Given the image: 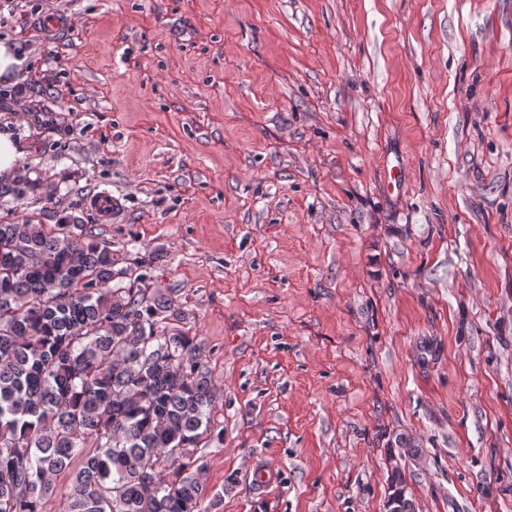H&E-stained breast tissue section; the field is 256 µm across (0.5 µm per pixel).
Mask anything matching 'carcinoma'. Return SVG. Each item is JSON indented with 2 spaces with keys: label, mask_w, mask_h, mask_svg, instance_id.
<instances>
[{
  "label": "carcinoma",
  "mask_w": 512,
  "mask_h": 512,
  "mask_svg": "<svg viewBox=\"0 0 512 512\" xmlns=\"http://www.w3.org/2000/svg\"><path fill=\"white\" fill-rule=\"evenodd\" d=\"M85 224H0V512H207L217 399L200 346L160 328L174 300L112 284Z\"/></svg>",
  "instance_id": "1"
}]
</instances>
